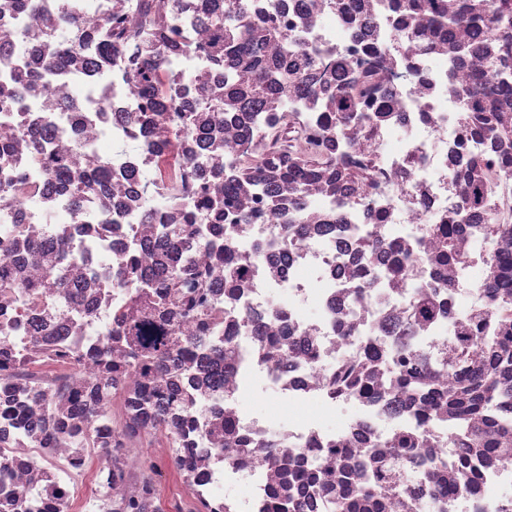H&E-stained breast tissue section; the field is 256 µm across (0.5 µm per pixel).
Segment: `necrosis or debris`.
I'll return each instance as SVG.
<instances>
[{
	"label": "necrosis or debris",
	"mask_w": 512,
	"mask_h": 512,
	"mask_svg": "<svg viewBox=\"0 0 512 512\" xmlns=\"http://www.w3.org/2000/svg\"><path fill=\"white\" fill-rule=\"evenodd\" d=\"M201 0H39L16 11L0 0V84L29 61L18 34L32 36L42 53L53 52L62 18L72 20L74 53L62 68L42 72L43 93L14 112L0 105V144L12 147L0 160V177L12 179L11 200L0 201V257L14 258L17 237L38 243L42 260L25 263L27 278L42 280V293L0 292V355L14 366L0 378V470L26 499H50L59 512H160L164 487L159 468L144 464L140 448L155 437L151 419H136L132 398L140 387L135 371L122 374L104 402L109 419L88 432L86 417L71 398L103 379L95 353L108 343L113 361L126 351L112 340L127 310L129 288L116 274L129 252L141 268L159 254L194 280L203 300L176 333L199 340L198 354L184 372L186 413L171 424L167 442L176 450L163 468L182 486L181 512H267L274 495L299 503L298 512H329L319 484L285 486L282 466L339 471L337 449L380 448L413 433L410 455L391 456L388 468L401 479L382 490V512H398L397 501L428 506L435 486L453 478L441 461L455 457L462 440L448 417L420 415L402 391L367 398L337 390L336 377L358 366L370 369L374 385H388L404 363L436 371L441 387L455 384L448 371V344L471 339L470 366L484 367L480 337L496 324L498 304L487 280L473 281L474 266L491 271L493 253L478 245L485 226L512 224V142L474 136L467 127V91L491 58L512 45V32L486 29L481 43L458 31L460 52L436 34L427 17L407 16L389 0H355L353 12L333 0H250L254 13H269L282 35L266 41V56L300 58L320 49L307 81L281 82L257 113L238 112L218 122L224 76L211 55L215 29L201 17ZM166 31L178 50L162 55L157 79L169 93L174 79L188 82L197 115L212 119L210 134L185 123L179 112L163 113L150 126L136 120L144 100L126 58L90 65L86 35L105 32L112 45L137 50L154 46ZM504 56V55H503ZM359 80L370 126L352 120L325 127L322 106L339 75ZM39 133L33 147L31 133ZM108 143L109 152L87 156L84 144ZM318 144L336 164L364 175L357 193L349 178L311 180L283 188L265 173L248 182L224 209L223 223L198 213L179 248L166 252L169 229L180 227L190 202L224 196L226 174L258 167L271 157L295 158ZM68 162L78 177L91 164L107 167V193L73 198L51 188L49 158ZM494 161L487 170L486 161ZM486 182L481 214L466 213L455 243L462 262L431 263L438 242L427 227L463 204L471 179ZM166 203L157 223L144 197ZM229 243L244 273L234 290L217 263L218 244ZM394 247L405 260L402 274L362 251V244ZM68 250L64 272L73 293L59 288L49 266ZM437 306L419 321L422 293ZM470 305L460 308L461 295ZM208 318L213 332L199 330ZM291 346L271 357L267 339ZM251 393L284 404L293 414L277 423L244 408ZM345 403L356 417L337 420ZM512 464L490 462L467 494L449 495L456 512H512Z\"/></svg>",
	"instance_id": "obj_1"
}]
</instances>
